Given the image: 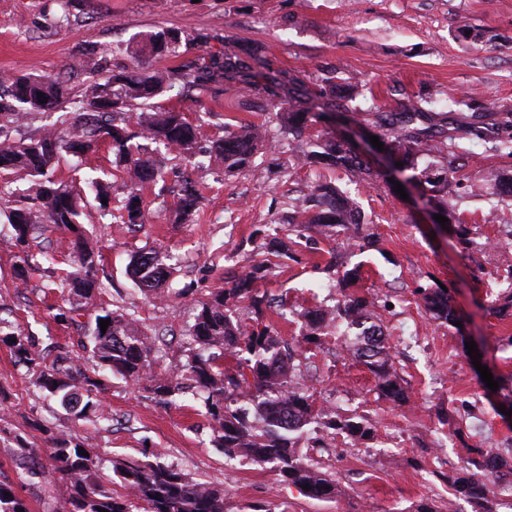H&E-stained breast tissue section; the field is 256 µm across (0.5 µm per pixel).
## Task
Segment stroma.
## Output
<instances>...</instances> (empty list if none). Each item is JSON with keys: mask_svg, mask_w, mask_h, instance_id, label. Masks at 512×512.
<instances>
[{"mask_svg": "<svg viewBox=\"0 0 512 512\" xmlns=\"http://www.w3.org/2000/svg\"><path fill=\"white\" fill-rule=\"evenodd\" d=\"M466 19L478 31L457 30ZM202 35L199 44L178 43L156 60L168 68L225 49H256L277 67L300 71L304 79L337 70L356 75L374 94L375 104L419 95L444 110L449 99L477 95L475 112L461 108L457 119L476 120L512 135L502 125L512 112V0H0V74L16 70L60 77L81 90L87 76L83 60L97 50L107 69L130 65L143 40L159 31ZM159 104L186 113L199 129L200 149L254 122L272 128V112L259 99L220 85L209 91H169ZM496 138L462 140L457 162L459 196L451 225L465 223L476 241L492 245L484 262L474 263L449 228L436 224L434 209L418 196L401 199L380 178L359 180V202L374 220L375 248L345 249L346 268H358L355 288L388 297L390 309L377 310L400 374L412 391L409 406L380 399L371 374L349 356L355 334L346 323L329 326L322 350L304 377L314 391L316 409L362 417L371 440L344 453L315 449L330 465L340 486L333 500H314L281 482L267 466L245 460L227 462L212 440L211 420L202 401L191 396L162 405L142 387L100 372L104 389L96 417L68 419L54 399L34 384L35 375L0 343V480L22 484L30 512H64L67 493L48 484L20 461L19 445L36 449L52 467L50 450L60 435L96 449L101 473L111 477L117 463L171 466L190 478L224 490L228 512H252L256 503L273 501L283 512H413L428 501L438 512H472L455 498L442 475L458 469L464 446L498 448L512 455V416L500 406L512 389V316L493 312L502 274L512 268V241L501 230L512 224V200L475 192L493 174L512 172V154L497 148ZM296 142L274 133L252 163L256 173L195 170L202 200L185 223L173 221L176 200L166 183L147 186L144 201L150 220L132 230L94 208L82 221L97 241L102 258V288L77 322L56 321L45 286L68 268L72 235L55 229L30 241L40 256L38 270L16 272L18 247L10 244L9 225L0 223V331L27 336L46 361L69 354L88 358L81 347L102 310L137 311L157 327L155 368L170 369L193 346L189 329L200 300L230 287L246 264L267 262L258 246L277 223L286 221L288 204L304 198L318 178L314 168L295 164ZM293 167L292 181L282 170ZM65 177L93 176L110 183V197L121 200L125 187L110 148L100 147L60 167ZM157 248L170 258V293L159 302L144 294L131 274L135 255ZM337 244L308 230L299 262L272 267L262 290L287 295L293 310L335 305L336 288L323 285V268ZM443 284L463 322L454 329L431 320L418 308L412 291ZM482 352L468 355L467 342ZM488 366L499 391H491L477 367Z\"/></svg>", "mask_w": 512, "mask_h": 512, "instance_id": "obj_1", "label": "stroma"}]
</instances>
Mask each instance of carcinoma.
Wrapping results in <instances>:
<instances>
[{
	"label": "carcinoma",
	"mask_w": 512,
	"mask_h": 512,
	"mask_svg": "<svg viewBox=\"0 0 512 512\" xmlns=\"http://www.w3.org/2000/svg\"><path fill=\"white\" fill-rule=\"evenodd\" d=\"M172 43L180 37L161 31L150 36L141 54L134 57L128 71L115 73L104 82L92 81L81 96H73L66 82L51 75L34 76L16 71L0 80V177L25 182L15 206L5 214L13 229L16 245L24 247L38 233L50 228H64L73 235L71 270L58 283L68 293L69 307L60 309L59 320H71L85 307V302L101 287L98 276L100 249L86 234L80 217L81 195L74 181L56 177L55 172L66 155L82 156L105 145L123 163L122 179L129 193L120 208L118 219L137 226L146 223L148 211L141 191L149 183L163 181L167 173L142 152L139 140L162 143L190 161L197 155V128L185 113L167 108L154 99L175 84L207 90L212 85L234 83L247 94L264 97L267 109L276 113L283 132L298 139L315 114V103L326 98L342 101V116L351 124L366 122V112L355 104L363 94L361 81L336 75V71L307 84L297 73L274 67L272 60L258 53L227 49L222 56H200L177 68H154L153 57L171 52L161 47L160 38ZM44 102H39V99ZM74 111L61 120V127L46 126L36 133L24 132L36 115L56 109L65 102ZM427 100L417 97L398 101L390 108L377 107L375 127L379 141L407 179L422 187L428 202L440 211L450 207L448 166L435 174L420 169L414 159L423 156L446 159L455 153L456 133H479V126L448 128V113L425 107ZM16 136H11V133ZM267 140L263 125L243 124L239 131L212 142L208 164L217 163L226 172L249 166L256 146ZM297 163H326L346 174L371 175L367 163L352 147L334 136L316 135L296 156ZM508 187L512 197V177L498 175L487 185L488 195L500 196ZM200 200L195 182H182L176 201L181 219L191 216ZM363 223L356 202L331 181L317 184L308 202L288 213V230L301 232L312 227L323 229L328 238L342 228L359 230ZM272 247L282 261H298L293 241L276 239ZM133 277L141 290L155 298L165 297L167 270L158 253L145 252L133 260ZM267 276V269L251 267L234 278V286L214 292L200 301L191 329L199 348L186 354L177 366L178 374H158L153 369L152 335L136 315L125 310L104 311L95 316L90 336L91 358L95 367L116 372L133 382H145L144 390L157 401H170L187 387L203 400L212 418L214 442L224 448L229 459L242 458L258 465H270L282 481L303 490L312 499L330 500L338 495L336 476L298 453L297 444L304 438V427L314 418L312 396L298 391L294 378L300 365L277 329L264 322L267 309L277 306L286 316L288 299L274 300L255 288ZM434 320L453 325L458 315L448 292L441 288H417L413 292ZM249 300L254 317L243 320L233 315L232 301ZM373 293L348 294L335 309L310 310L305 314L304 331L298 341L319 348L327 323L344 320L352 327L366 325L374 317ZM110 320L101 331L100 320ZM14 354L26 363L36 362L34 353L22 337L7 334ZM219 353H214V350ZM350 351L375 379L376 390L397 405L410 401L408 382L398 373L389 348L382 338L358 335ZM232 356L236 365L224 368V355ZM35 383L58 398L59 406L74 420L86 416L94 405L92 394L100 383L81 367H63L41 362ZM319 427L350 438L363 439L369 429L353 417L320 418ZM66 438L56 441L51 451V480L65 485L67 512H226L224 491L200 482L165 465L126 464L113 469L126 489L116 497L96 462L94 449L88 455ZM504 477L512 478V462L491 448H470L465 464L448 475L454 495L471 503L474 512H493L490 507L493 484ZM310 489H304L305 485ZM0 512H29L20 489L0 482Z\"/></svg>",
	"instance_id": "cac0c4a2"
}]
</instances>
